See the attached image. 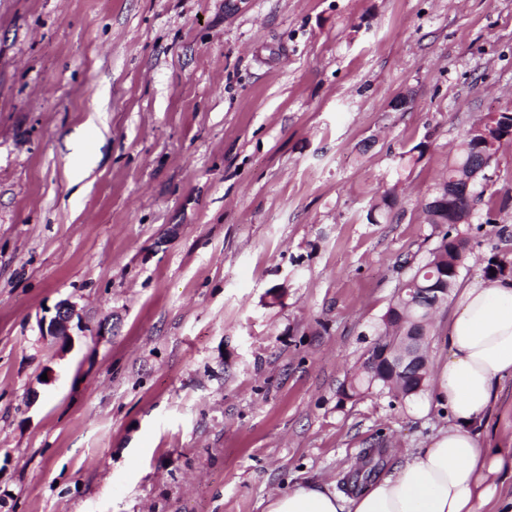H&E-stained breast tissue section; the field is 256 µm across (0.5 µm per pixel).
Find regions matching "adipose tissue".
Returning a JSON list of instances; mask_svg holds the SVG:
<instances>
[{
    "label": "adipose tissue",
    "instance_id": "1",
    "mask_svg": "<svg viewBox=\"0 0 512 512\" xmlns=\"http://www.w3.org/2000/svg\"><path fill=\"white\" fill-rule=\"evenodd\" d=\"M445 340L433 393L451 426L355 497L331 482L299 483L271 495L266 512H512V448L491 447L479 432L497 384L512 377V277L462 288Z\"/></svg>",
    "mask_w": 512,
    "mask_h": 512
}]
</instances>
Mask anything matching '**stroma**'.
Wrapping results in <instances>:
<instances>
[{"instance_id": "obj_1", "label": "stroma", "mask_w": 512, "mask_h": 512, "mask_svg": "<svg viewBox=\"0 0 512 512\" xmlns=\"http://www.w3.org/2000/svg\"><path fill=\"white\" fill-rule=\"evenodd\" d=\"M510 107L512 0H0V512L350 497L363 451L386 475L450 426L430 390L341 387L466 131ZM485 176L464 283L512 263V140ZM55 310V315L51 317L47 326L46 322H41V331L43 336H58L60 334H64L75 315L74 307L68 301L59 302L56 305Z\"/></svg>"}]
</instances>
